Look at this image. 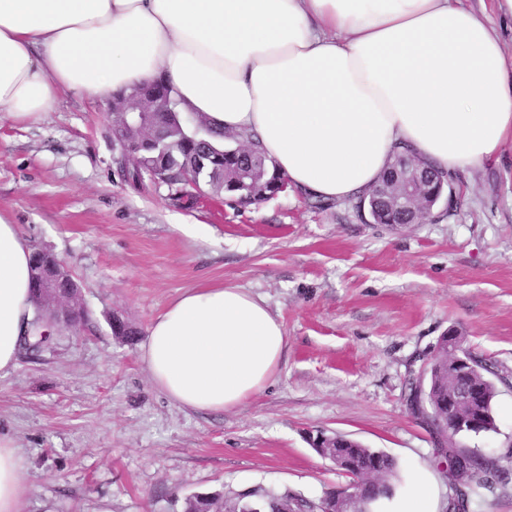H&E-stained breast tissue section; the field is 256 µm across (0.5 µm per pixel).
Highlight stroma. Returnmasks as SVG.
<instances>
[{"instance_id": "stroma-1", "label": "stroma", "mask_w": 512, "mask_h": 512, "mask_svg": "<svg viewBox=\"0 0 512 512\" xmlns=\"http://www.w3.org/2000/svg\"><path fill=\"white\" fill-rule=\"evenodd\" d=\"M108 99L61 92L37 122L0 119V214L30 246L66 262L87 321L20 351L0 375V431L21 449L27 512H182L195 494L254 490L315 497L348 485L309 438L339 433L395 458L405 489L428 469L448 477L434 435L408 397L440 336L493 367L495 431L462 445L512 444V143L505 163L454 175L456 216L368 224L352 201L295 187L242 206L167 187L134 192L114 172ZM262 295L288 351L277 381L221 413L181 407L151 382L139 345L189 288ZM131 327L113 336L111 316Z\"/></svg>"}]
</instances>
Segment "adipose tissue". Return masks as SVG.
Masks as SVG:
<instances>
[{
  "label": "adipose tissue",
  "instance_id": "ef3b65f1",
  "mask_svg": "<svg viewBox=\"0 0 512 512\" xmlns=\"http://www.w3.org/2000/svg\"><path fill=\"white\" fill-rule=\"evenodd\" d=\"M166 79L183 111L246 134L289 185L369 189L395 153L452 172L512 142V68L492 17L464 0H0V113L37 121L60 91L106 98ZM32 249L0 215V374L33 327ZM281 322L243 288H193L139 346L154 386L193 411L247 404L277 378ZM31 485L0 433V512ZM418 470L392 512H438Z\"/></svg>",
  "mask_w": 512,
  "mask_h": 512
}]
</instances>
